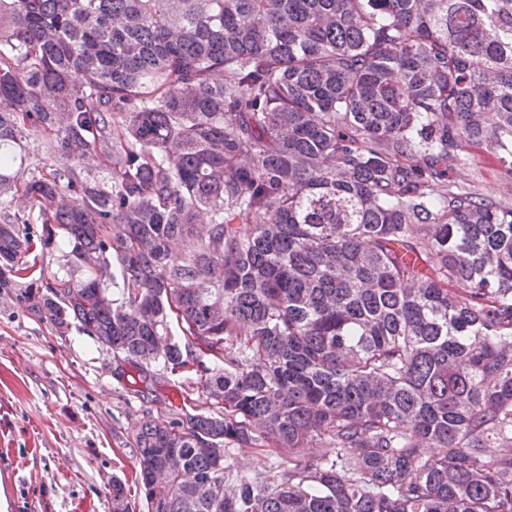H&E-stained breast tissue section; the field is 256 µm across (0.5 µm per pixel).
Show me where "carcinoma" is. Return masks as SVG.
Instances as JSON below:
<instances>
[{
  "instance_id": "obj_1",
  "label": "carcinoma",
  "mask_w": 512,
  "mask_h": 512,
  "mask_svg": "<svg viewBox=\"0 0 512 512\" xmlns=\"http://www.w3.org/2000/svg\"><path fill=\"white\" fill-rule=\"evenodd\" d=\"M472 148L512 178V0H0V288L56 225L39 314L216 405L141 425L148 512H512V203ZM230 444L288 470L224 489ZM471 155L472 166L461 174V179H474L479 193L488 200L512 199V182L501 175L494 157L481 149H472ZM56 235L51 244L41 251L40 246L28 256L29 261H35L37 268L42 267L45 279L53 282V275L60 272L62 267L67 268L66 260L69 257H63L66 252H69L71 247L66 243L63 234L56 230Z\"/></svg>"
}]
</instances>
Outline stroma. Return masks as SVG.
I'll list each match as a JSON object with an SVG mask.
<instances>
[{"label":"stroma","instance_id":"1","mask_svg":"<svg viewBox=\"0 0 512 512\" xmlns=\"http://www.w3.org/2000/svg\"><path fill=\"white\" fill-rule=\"evenodd\" d=\"M462 177L492 201L512 197L493 156L472 150ZM24 282L0 288V497L6 512H112V481L127 489L129 512H148L137 490L134 438L212 406L199 377L171 376L160 392L132 393L116 363L78 324L55 328L22 299ZM224 482L288 467L284 448L232 445Z\"/></svg>","mask_w":512,"mask_h":512}]
</instances>
